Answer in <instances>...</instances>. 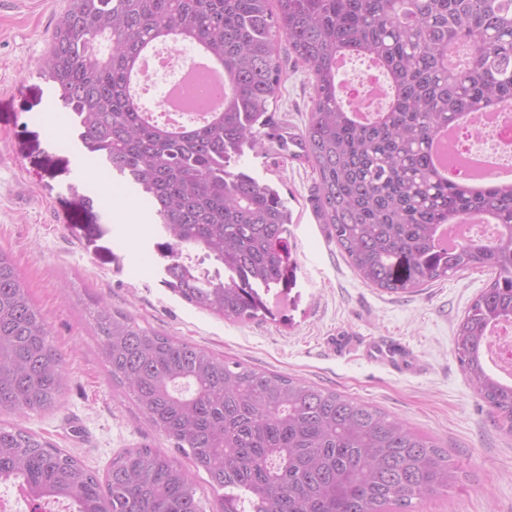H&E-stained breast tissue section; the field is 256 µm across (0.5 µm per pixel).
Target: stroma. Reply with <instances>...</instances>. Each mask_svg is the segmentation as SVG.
<instances>
[{
	"instance_id": "35a3bbf8",
	"label": "stroma",
	"mask_w": 512,
	"mask_h": 512,
	"mask_svg": "<svg viewBox=\"0 0 512 512\" xmlns=\"http://www.w3.org/2000/svg\"><path fill=\"white\" fill-rule=\"evenodd\" d=\"M70 0H0V250L12 258L50 339L67 361L56 406L0 415L79 458L97 476L129 448H168L144 424L131 397L108 376L89 312L96 301L141 326L248 365L336 390L385 411L447 449L459 466L448 492L416 512H512V435L500 430L455 355L453 335L476 296L494 279L475 267L397 296L363 284L348 266L309 198L311 167L265 151L243 168L288 199V285L263 297L270 313L231 322L165 288L159 238L123 178L82 147L72 115L38 61L49 50ZM286 80L277 117L302 130L313 93L306 67L279 41ZM91 197L85 207L83 197ZM391 342L416 366L392 369L367 355Z\"/></svg>"
}]
</instances>
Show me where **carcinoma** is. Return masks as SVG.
Segmentation results:
<instances>
[{
  "instance_id": "1",
  "label": "carcinoma",
  "mask_w": 512,
  "mask_h": 512,
  "mask_svg": "<svg viewBox=\"0 0 512 512\" xmlns=\"http://www.w3.org/2000/svg\"><path fill=\"white\" fill-rule=\"evenodd\" d=\"M286 39L313 95L296 132L270 110ZM196 44L224 63L219 108L172 131L149 121L129 77L152 44ZM375 61L391 93L378 119L355 120L336 59ZM78 118L87 153L152 204L162 285L229 321L268 313L259 290L288 287V202L239 168L268 147L309 165L310 203L356 276L414 294L475 265L495 279L458 323L454 353L495 422L512 433V382L486 362L488 333L512 320V182L479 188L434 165V136L459 115L512 102V0H70L38 62ZM490 216L491 241L442 246L438 230ZM99 356L150 428L224 489V512H413L448 491V451L380 409L334 390L217 357L139 326L98 302ZM12 259L0 252V412L56 406L63 355ZM32 512H203L190 474L161 448H129L105 481L66 451L0 425V485Z\"/></svg>"
}]
</instances>
